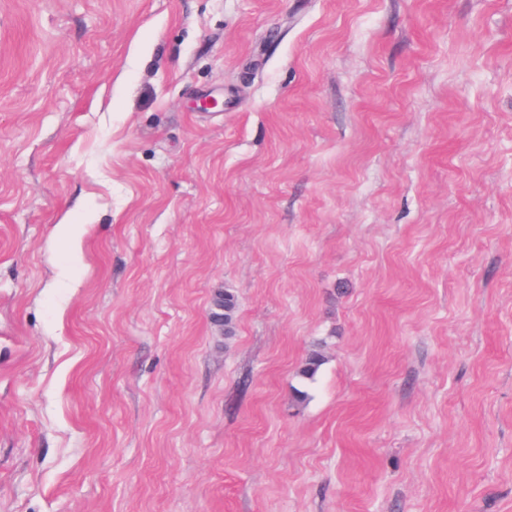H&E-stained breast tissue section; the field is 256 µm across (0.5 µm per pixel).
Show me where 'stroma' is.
Returning a JSON list of instances; mask_svg holds the SVG:
<instances>
[{"label":"stroma","mask_w":512,"mask_h":512,"mask_svg":"<svg viewBox=\"0 0 512 512\" xmlns=\"http://www.w3.org/2000/svg\"><path fill=\"white\" fill-rule=\"evenodd\" d=\"M0 512H512V0H0Z\"/></svg>","instance_id":"1"}]
</instances>
